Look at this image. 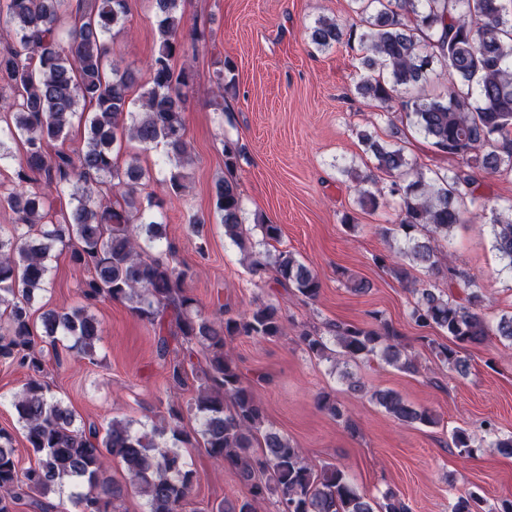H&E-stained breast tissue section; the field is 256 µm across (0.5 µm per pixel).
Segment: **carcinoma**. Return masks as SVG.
<instances>
[{
    "label": "carcinoma",
    "instance_id": "carcinoma-1",
    "mask_svg": "<svg viewBox=\"0 0 512 512\" xmlns=\"http://www.w3.org/2000/svg\"><path fill=\"white\" fill-rule=\"evenodd\" d=\"M159 46L148 69V87L133 97L135 78L112 61L110 41L125 29L127 0H79L85 23L64 34L61 13L73 11V0H0V22L14 42L0 49V163L13 157L8 141L21 143L23 155L12 184L0 185V207L15 223L0 228V364L27 373L10 399L34 457L24 468L15 454L14 435L0 429V512H15L23 500L41 512H114L115 501L129 493L146 499L148 512H182L193 504L197 478L183 453L198 448L218 466L235 471L244 493L210 505L209 512H257L274 498L277 512H409L398 493L382 498L360 494L344 469L305 462L302 449L265 427V409L231 356L238 338L271 339L283 334L278 305L259 302L237 315L202 313L187 283L196 271L176 258L156 213L164 200L150 190L152 172L134 158L119 161L122 143L134 141L142 152L163 148L172 165L169 192L187 188L191 156L184 117L185 90L194 80L177 57L196 51L197 30L184 33L185 0H152ZM356 21L342 26L319 19L309 28L310 42L326 50L345 40L358 43L368 71L358 93L383 107L396 103L410 126L436 152L455 156L461 165L433 178L425 177L401 145L403 129L390 123V140L360 135L376 160V169L396 177L389 193L399 199L398 230L410 246L393 268L395 278L413 283V265L440 274L448 290L424 285L413 289L417 301L410 316L419 328L447 333L451 344L428 340L431 352L448 370L468 374L467 359L457 347L478 344L494 335L512 342V314L492 321L483 313L484 294L474 280L436 245L437 238L465 221L472 209L485 208L473 170L512 174V20L502 0H350ZM448 75L446 90L431 94L434 78ZM84 126L83 142L74 149L50 151L65 141L74 124ZM245 153L224 142V168L240 167ZM358 203L371 211L385 205V193L370 176L354 175ZM42 184L44 192L34 188ZM238 181L229 176L214 189V214L235 243L253 276L270 272L274 280L303 300L318 298L317 273L287 250H271L279 240L276 224H260L261 245L243 227ZM206 219L190 218L189 232L205 253ZM494 247L512 265V213L493 227ZM91 273L80 288L82 302L41 314V334H34L35 304L47 291L57 252ZM463 290V296L453 289ZM119 301L142 323L158 332L157 353L167 383H196L187 408L170 405L168 417L146 430L133 422L112 420L105 426L76 422L43 380L45 354L96 362L104 333L89 311L100 301ZM375 324H331L338 350L307 329L297 342L334 367L354 392L363 385L352 366L379 356L404 372L418 371L399 333L372 313ZM181 354L169 358V340ZM373 398L389 415L406 424H434L427 408L405 402L391 390ZM317 407L341 419L343 412L328 395ZM194 419L193 428L185 415ZM345 419V418H343ZM345 426L357 433L349 418ZM117 461L126 481L111 478ZM56 497L58 501L50 502ZM474 493L460 496L451 512H480Z\"/></svg>",
    "mask_w": 512,
    "mask_h": 512
}]
</instances>
